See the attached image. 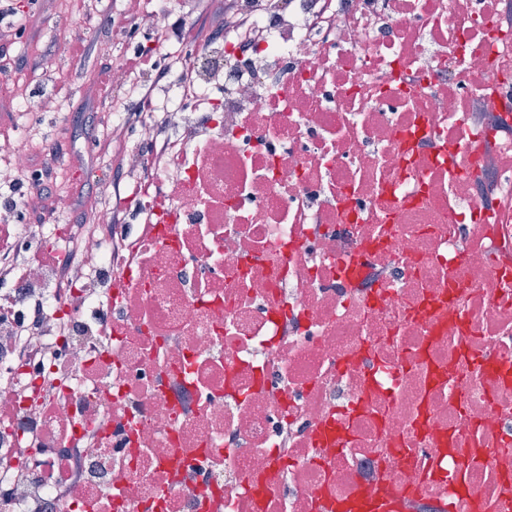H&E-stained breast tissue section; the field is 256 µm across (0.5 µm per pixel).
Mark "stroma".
Wrapping results in <instances>:
<instances>
[{"label":"stroma","instance_id":"1","mask_svg":"<svg viewBox=\"0 0 512 512\" xmlns=\"http://www.w3.org/2000/svg\"><path fill=\"white\" fill-rule=\"evenodd\" d=\"M13 11L12 24L0 23V147L22 142L36 159L53 170L54 181L41 209L18 208L15 221L41 234L42 224H71L92 208H113L115 195L104 192L118 157L110 143L112 114L139 109V96L119 91L91 92L87 76L127 56L157 47L159 63L174 66L183 42L160 44L146 31L136 39L110 27L108 20L128 13V0H0V9ZM173 18L191 26L196 42L215 31L224 14L219 0H172ZM35 19L28 34L17 36L13 26ZM66 30L71 43L84 46L81 54H60L56 34ZM20 93L34 100L50 96L58 111L11 112L9 98Z\"/></svg>","mask_w":512,"mask_h":512}]
</instances>
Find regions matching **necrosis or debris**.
<instances>
[{
	"mask_svg": "<svg viewBox=\"0 0 512 512\" xmlns=\"http://www.w3.org/2000/svg\"><path fill=\"white\" fill-rule=\"evenodd\" d=\"M229 5L12 284L0 512H512V0Z\"/></svg>",
	"mask_w": 512,
	"mask_h": 512,
	"instance_id": "necrosis-or-debris-1",
	"label": "necrosis or debris"
}]
</instances>
